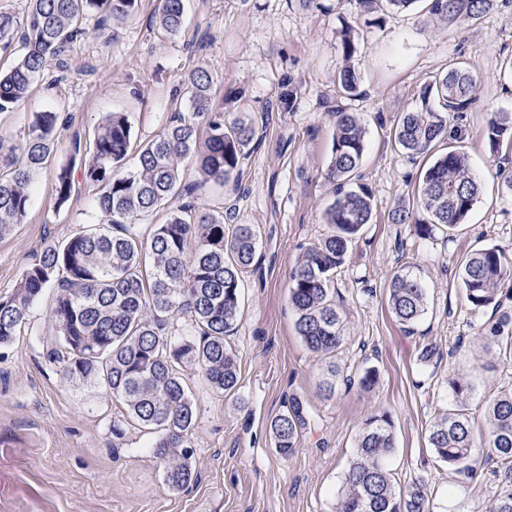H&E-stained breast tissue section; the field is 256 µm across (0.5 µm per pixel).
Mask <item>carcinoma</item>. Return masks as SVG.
<instances>
[{
    "label": "carcinoma",
    "instance_id": "cac0c4a2",
    "mask_svg": "<svg viewBox=\"0 0 512 512\" xmlns=\"http://www.w3.org/2000/svg\"><path fill=\"white\" fill-rule=\"evenodd\" d=\"M419 0H357L364 12L384 7L403 11ZM508 0H430L428 12L448 26L476 22ZM138 0H29L26 15L0 11V48L19 40L24 52L0 70V112L20 104L47 62H64L70 46L82 38V20L98 13L112 27L132 18ZM167 34L179 33L185 20V0H160L156 15ZM343 66L337 82L347 94L360 85L353 64V29L338 31ZM211 74L200 67L186 81L188 111L177 113L168 127L140 147L136 163L127 166L133 130L128 116L111 112L94 130L89 143L73 142L82 178L99 188L97 208L104 226L80 231L43 247L27 266L13 291L0 296V345L13 340L29 321L34 302L47 288L56 289L50 316L57 328L49 363L72 382L106 388L121 400L128 417L153 426L152 443L163 461L165 481L173 490L190 483L192 449L186 444L195 423L194 400L180 369L191 363L217 392L231 393L239 383L235 354L225 337L235 329L240 308L242 276L253 265L258 234L253 224H226L222 214L198 213L191 204H175L193 192L183 183L188 163L206 181L238 182L240 165L257 145L251 120L228 123L214 110ZM476 77L463 62L428 83L420 106L402 115L395 143L414 158L427 154L449 137L448 116L472 101ZM55 112H36L11 145L0 146V237L26 218L34 177L54 151ZM208 131L206 149L196 150L199 125ZM333 143L325 180L334 198L324 211L331 233L306 249L291 271L289 301L296 330L304 345L323 356L344 342V311L331 288L336 269L364 225L373 218V196L359 182L366 128L353 112L333 113ZM489 151L512 142V115L494 114L485 133ZM75 179L71 166L60 167L54 180L59 204L70 198ZM481 191L470 171L468 156L456 149L441 153L422 177L416 206L404 203L391 214L395 224H412L419 236L436 229L453 230L464 223ZM169 217L143 237L136 221L157 210ZM512 259L498 247L471 253L460 275L471 309L498 302L500 284ZM390 307L399 323L413 327L425 312L424 288L409 272L396 273L389 288ZM188 319L194 339L177 340L165 332L162 316ZM488 341L512 355V329L501 322ZM454 408L438 417L428 432L435 458L453 466L471 483L482 477L475 456L474 426L468 413L473 385L465 374L449 380ZM484 445L497 464L498 489L485 512H512V388L501 392L485 409ZM306 425L302 404L270 425L275 446L287 457L294 451L298 430ZM395 447L394 425L386 412L367 417L356 440V453L345 473L335 512H432L431 495L418 480L405 489L395 486L388 459Z\"/></svg>",
    "mask_w": 512,
    "mask_h": 512
}]
</instances>
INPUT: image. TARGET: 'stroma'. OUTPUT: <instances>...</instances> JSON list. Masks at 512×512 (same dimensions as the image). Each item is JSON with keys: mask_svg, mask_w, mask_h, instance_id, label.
I'll use <instances>...</instances> for the list:
<instances>
[{"mask_svg": "<svg viewBox=\"0 0 512 512\" xmlns=\"http://www.w3.org/2000/svg\"><path fill=\"white\" fill-rule=\"evenodd\" d=\"M158 6L138 0L136 15L115 33L98 30L97 15H87L88 36L64 62L47 64L21 104L0 112V140L7 143L33 113L58 115L55 151L33 181L29 212L0 238V296L12 292L45 244L100 222L96 186L77 181L62 205L55 196L54 173L72 164L73 139L92 135L107 113L124 112L137 142H147L174 113L187 111L185 80L205 68L225 119L250 115L259 142L238 186L202 182L191 165L184 175L195 187L190 201L197 211H232L258 232L237 328L227 339L238 388L213 392L194 366L182 367L196 409L188 437L194 479L172 490L151 449L154 433L132 423L103 388L67 381L49 364L46 342L55 327L51 298L42 296L28 325L0 345V512H333L364 421L381 412L394 422L389 465L398 485L423 479L436 494L435 512H482L499 483L493 462L483 464L482 485L469 484L435 460L428 428L452 405L454 374L474 382L469 406L476 413L512 387V357L485 344L492 324L512 323V298L475 312L460 287L470 252L495 246L512 257V150L491 153L484 138L494 113H512V0L458 28L425 19L418 4L376 15L356 0H318L312 8L299 0H186L187 24L175 36L154 25ZM345 20L357 47L355 97L336 80ZM455 61L470 67L478 89L449 127L482 193L463 224L424 239L413 225L389 220L398 203L412 200L427 166L395 146L393 130L424 85ZM337 109L356 113L367 128L361 178L372 191L374 216L336 271L347 340L327 360L297 335L288 284L306 248L330 231L323 213L333 193L324 173ZM402 269L426 289L425 313L410 333L388 301ZM427 344L440 349L439 362L421 361ZM331 363L336 392L328 397L321 383ZM369 368L378 381L366 390L359 379ZM295 398L311 421L284 457L270 424ZM116 423L122 436L112 433Z\"/></svg>", "mask_w": 512, "mask_h": 512, "instance_id": "35a3bbf8", "label": "stroma"}]
</instances>
